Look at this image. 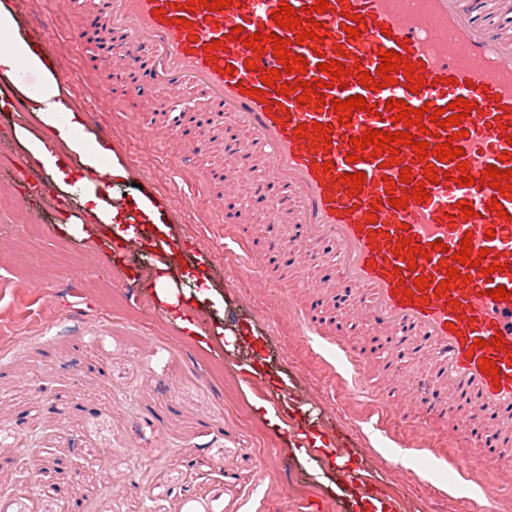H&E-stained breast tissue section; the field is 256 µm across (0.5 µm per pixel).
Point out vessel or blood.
<instances>
[{
  "label": "vessel or blood",
  "instance_id": "obj_1",
  "mask_svg": "<svg viewBox=\"0 0 512 512\" xmlns=\"http://www.w3.org/2000/svg\"><path fill=\"white\" fill-rule=\"evenodd\" d=\"M318 14L328 32L323 44L297 40L294 31L280 27L272 17L281 4L304 17L317 0H232L230 7L212 11L190 0H98L97 18L114 38V70L147 66L150 89H186L199 92L208 103L212 125L232 123L235 152L244 161L227 167L220 191L210 193L209 204L221 211L240 184L265 191L259 209L266 223L290 224L298 239L313 246L335 266L337 285L348 300L345 314L336 307L314 308L306 321L310 330L338 325L340 317L361 319L378 330L408 336L413 347L424 348L426 377L431 390L421 391L409 410L431 422L451 414L456 428L479 436L490 455L512 466V197L480 177L488 166L512 168V6L491 11L490 0H328ZM360 15L351 23L350 15ZM187 25H180V18ZM358 35L350 37L347 25ZM287 39L288 54L304 56L306 73H284L281 83L316 82L323 78L321 60H341L347 71L344 85H333L322 106L298 102L296 95L279 94L263 87L262 75L279 67L272 53L259 54L246 42L256 32ZM219 49H212L213 41ZM345 57H338V49ZM392 51L414 64L425 82L417 92L406 87L403 72H395L394 85L370 90L359 85L352 68L376 72L382 53ZM255 69H247V60ZM263 96H256V89ZM360 95L366 101L343 121L333 100ZM471 103L459 126L439 128L428 122L427 133H414V141L448 142L463 148L461 159L440 161L417 157L411 147L400 146L399 161L381 166L369 149H355L354 138L371 130L394 133L403 122L391 119L385 105L405 100L409 108L447 107L457 99ZM330 126L329 142L296 136L298 125ZM463 128L467 137L455 138ZM358 152L351 163L348 153ZM466 162L473 185L460 184L457 165ZM433 168L439 183L425 180ZM409 170L411 183H422L427 200L406 198L394 208L391 198H404L402 189L387 190V181H399ZM365 173L361 192H353L341 178ZM108 206L117 198L109 191L107 163H100L89 184ZM501 210H494L493 198ZM472 204L474 217L463 218L459 206ZM429 247L428 257L410 260L396 252L400 237ZM470 238L474 249L486 250L479 266H458L467 284L448 287L451 256ZM440 249H433V242ZM500 264V271L484 275V268ZM429 280L425 290L414 287L416 277ZM446 291H438L439 283ZM509 290L508 299H492V286ZM412 295H405V288ZM499 368L491 376L479 368L480 359Z\"/></svg>",
  "mask_w": 512,
  "mask_h": 512
}]
</instances>
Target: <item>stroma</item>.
Masks as SVG:
<instances>
[{
    "instance_id": "stroma-1",
    "label": "stroma",
    "mask_w": 512,
    "mask_h": 512,
    "mask_svg": "<svg viewBox=\"0 0 512 512\" xmlns=\"http://www.w3.org/2000/svg\"><path fill=\"white\" fill-rule=\"evenodd\" d=\"M8 3L24 24L49 21L52 45L81 33L67 44L61 75L68 104L97 113L127 170L138 172L115 194L145 183L166 199L172 237L197 252L214 289L206 314L214 333L202 342L157 316L151 253L134 258L139 287H124L126 272L104 256L95 225L65 235L49 220L56 190L31 202V176L0 169V208L42 225L34 235L0 221V512H61L57 495L32 499L30 458L51 471L74 450L85 465L83 512H358L369 487L345 482L319 452L298 458L295 432L255 413L262 394L238 369L259 349L262 380L287 383L295 422L334 445L352 439L403 512H512L507 476L488 464L457 467L475 453L458 432L399 419L406 369L377 364L361 375L346 357L360 349L359 331L345 328L336 345L304 327L313 270L264 265L263 241L241 243L234 230L249 217L211 210L201 183L213 159L183 149L178 132L150 143L168 114L196 100L174 89L151 98L116 92L111 63L87 37L89 0ZM175 153L179 162H170ZM243 331L255 345L240 341Z\"/></svg>"
}]
</instances>
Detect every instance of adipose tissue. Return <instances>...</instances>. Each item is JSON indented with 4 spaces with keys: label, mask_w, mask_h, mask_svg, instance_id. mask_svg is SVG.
<instances>
[{
    "label": "adipose tissue",
    "mask_w": 512,
    "mask_h": 512,
    "mask_svg": "<svg viewBox=\"0 0 512 512\" xmlns=\"http://www.w3.org/2000/svg\"><path fill=\"white\" fill-rule=\"evenodd\" d=\"M0 43L10 48L9 58H0V70L9 72L22 65L38 77L33 85L20 78L12 79L8 85L13 96L26 98L29 102V116L24 124L14 128L13 134L24 145L30 168L46 171L63 193L84 182L92 165L101 157L110 160L111 182L119 184L126 180L127 170L110 145L97 143L90 134L83 140H76L82 119L78 110L63 106L69 96L67 86L39 47L22 36L20 19L5 0H0ZM131 209L141 216L142 246L147 251H156L169 238L171 228L167 222L165 200L150 193L133 194L122 208L108 207L95 193H82L81 222L66 225L65 231L78 234L84 222L118 225L124 222Z\"/></svg>",
    "instance_id": "adipose-tissue-1"
}]
</instances>
